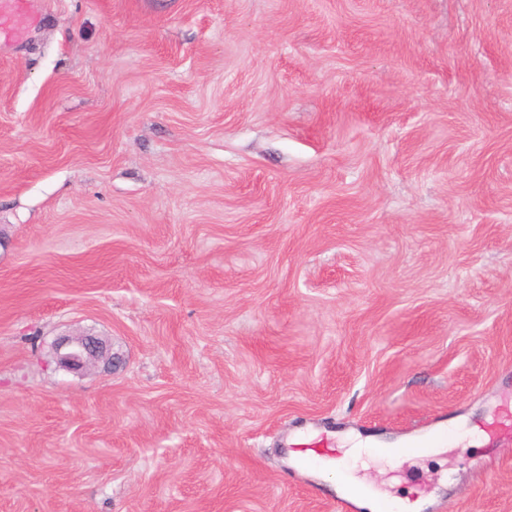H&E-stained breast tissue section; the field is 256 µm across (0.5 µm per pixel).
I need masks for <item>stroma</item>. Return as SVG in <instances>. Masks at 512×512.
Here are the masks:
<instances>
[{
    "mask_svg": "<svg viewBox=\"0 0 512 512\" xmlns=\"http://www.w3.org/2000/svg\"><path fill=\"white\" fill-rule=\"evenodd\" d=\"M0 50V512H335L292 443L512 512V0H31ZM125 362L55 367L62 335Z\"/></svg>",
    "mask_w": 512,
    "mask_h": 512,
    "instance_id": "stroma-1",
    "label": "stroma"
}]
</instances>
